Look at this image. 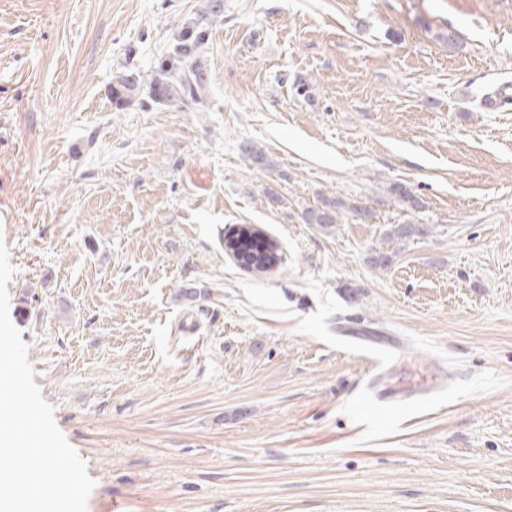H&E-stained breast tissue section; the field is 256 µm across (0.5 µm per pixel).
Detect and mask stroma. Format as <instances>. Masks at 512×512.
Wrapping results in <instances>:
<instances>
[{"label": "stroma", "mask_w": 512, "mask_h": 512, "mask_svg": "<svg viewBox=\"0 0 512 512\" xmlns=\"http://www.w3.org/2000/svg\"><path fill=\"white\" fill-rule=\"evenodd\" d=\"M203 4L0 0L9 312L87 512H512V0H224L201 104L115 106ZM142 77L139 73L123 72L118 73L112 84V101L122 107L130 102L133 98L143 93L141 92ZM340 209L351 210L352 206L345 204L340 199L326 200L321 207L308 208L303 214V222L316 224L322 230L331 229L338 224ZM244 228L247 227L239 228L238 231L233 232L227 239H224V248L226 247L236 258L241 259L253 272L261 274L272 267L270 264L274 261L276 264L279 262L278 245L263 234L261 235L257 229H252V232L260 236H241L231 241V238L235 234L240 233ZM235 250L240 251L247 260L239 256Z\"/></svg>", "instance_id": "35a3bbf8"}]
</instances>
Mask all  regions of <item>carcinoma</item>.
<instances>
[{
    "mask_svg": "<svg viewBox=\"0 0 512 512\" xmlns=\"http://www.w3.org/2000/svg\"><path fill=\"white\" fill-rule=\"evenodd\" d=\"M224 17V0H206L204 7L178 33L173 46L164 52L150 75L147 94L158 104L181 107L196 104L209 83L208 71L201 59L202 48L207 44L213 22ZM142 77L138 73L123 72L112 84V102L122 107L141 94ZM355 211L357 207L341 200H327L320 207L309 208L303 214V222L315 224L322 230L331 229L338 223L340 210ZM428 234L422 224H396L389 228L388 238L406 241ZM224 247L238 250L246 260L244 264L257 274L279 261L278 245L264 235L242 236L224 240Z\"/></svg>",
    "mask_w": 512,
    "mask_h": 512,
    "instance_id": "obj_1",
    "label": "carcinoma"
}]
</instances>
